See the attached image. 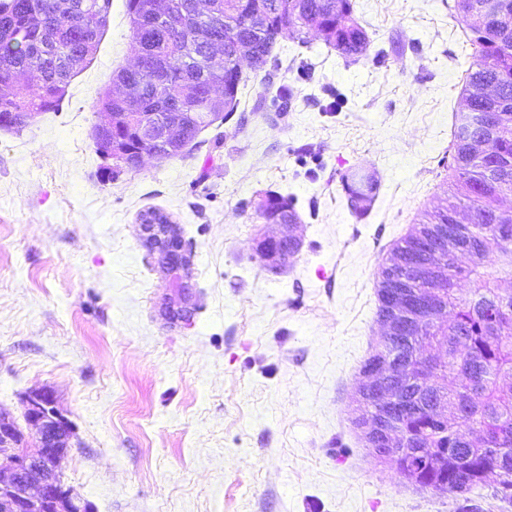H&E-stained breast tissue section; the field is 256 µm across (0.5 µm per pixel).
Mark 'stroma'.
Wrapping results in <instances>:
<instances>
[{
  "mask_svg": "<svg viewBox=\"0 0 512 512\" xmlns=\"http://www.w3.org/2000/svg\"><path fill=\"white\" fill-rule=\"evenodd\" d=\"M125 3L61 110L0 128V412L25 425L22 396L53 391L73 425L64 481L93 512H512L411 486L353 423L376 272L456 181L475 52L457 0H353L358 61L280 39L184 155L105 182L95 101L136 55ZM354 170L381 183L362 220L338 190ZM268 193L293 200L303 240L277 272L256 253ZM148 211L192 254L189 321L164 315Z\"/></svg>",
  "mask_w": 512,
  "mask_h": 512,
  "instance_id": "obj_1",
  "label": "stroma"
}]
</instances>
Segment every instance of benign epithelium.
<instances>
[{
    "instance_id": "1",
    "label": "benign epithelium",
    "mask_w": 512,
    "mask_h": 512,
    "mask_svg": "<svg viewBox=\"0 0 512 512\" xmlns=\"http://www.w3.org/2000/svg\"><path fill=\"white\" fill-rule=\"evenodd\" d=\"M278 228L276 234L260 242L259 253L265 261L283 265L301 251L303 242L294 234L295 225L280 223ZM140 231L142 243L158 255L163 271L177 279L179 291L189 289L191 255L176 226L165 217L149 213L141 218ZM401 302L414 313L404 323L405 328L423 320V303L411 297H403ZM368 391L394 404L400 389L395 375L385 379L370 369L363 375L355 401ZM22 403L33 429L32 438H26L12 418L0 414V512H90L89 503L65 486L59 470L61 459L70 449L73 428L57 408L52 391H32Z\"/></svg>"
}]
</instances>
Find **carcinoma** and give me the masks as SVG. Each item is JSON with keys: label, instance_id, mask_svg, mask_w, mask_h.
Segmentation results:
<instances>
[{"label": "carcinoma", "instance_id": "cac0c4a2", "mask_svg": "<svg viewBox=\"0 0 512 512\" xmlns=\"http://www.w3.org/2000/svg\"><path fill=\"white\" fill-rule=\"evenodd\" d=\"M169 18L157 21L146 0H126L131 34L140 64L119 70L113 80L135 88L138 111L156 117L158 133L148 143L137 135L126 100L112 90L99 94L97 111L127 139L122 168L138 169L139 153L176 157L205 128L210 112L222 111L210 90L224 82L227 111L237 106L240 64L249 55L267 64L285 26L296 38L318 27L325 44L348 59L362 56L368 42L353 16L352 0H217L218 15L199 18L193 0H171ZM111 0H0V83L12 90L0 95V124L18 130L27 119L57 112L71 79L93 58L104 35ZM478 55L466 73L465 112L453 142L457 180L451 199L395 245L379 272L378 317L394 318L400 289L391 265L400 256L432 267L426 279L409 278L407 291L425 302L431 329L422 335L397 333L380 344L364 366L395 368L406 410L375 424L380 404L367 393L355 425L366 430V447L402 448L404 457L381 466L403 475L411 461L417 482L450 494L489 490L512 502V0H497L494 12L470 24ZM221 45L224 59L211 48ZM36 74V90L25 92L26 75ZM176 123V142L163 137ZM259 216L277 224L294 215L290 200L266 196ZM373 198L352 191V213L366 212ZM469 213L460 223L459 210ZM453 225L448 247L439 253L427 244ZM469 282L462 292L460 281ZM440 465L419 466L434 454Z\"/></svg>", "mask_w": 512, "mask_h": 512}]
</instances>
